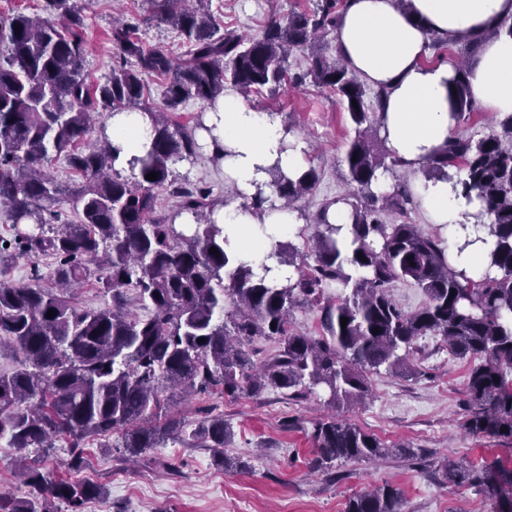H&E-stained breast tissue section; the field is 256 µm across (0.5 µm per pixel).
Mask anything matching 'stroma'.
<instances>
[{
    "instance_id": "1",
    "label": "stroma",
    "mask_w": 512,
    "mask_h": 512,
    "mask_svg": "<svg viewBox=\"0 0 512 512\" xmlns=\"http://www.w3.org/2000/svg\"><path fill=\"white\" fill-rule=\"evenodd\" d=\"M82 36L87 44L88 83L102 82L118 61L112 44V18L122 15L134 26L146 48L175 57L186 48L167 24L158 21L149 0H76ZM312 0H211L210 9L222 27L255 37L271 16L310 7ZM245 101L260 112L277 113L307 144V165L320 180L306 201L308 211L345 195L341 164L354 127L338 97L314 85L284 86L276 94H250ZM176 179L202 181L223 199L228 186L222 165L208 152L193 160L172 162ZM48 257L15 260L0 267V281L15 286L51 282ZM474 364L448 352L443 337H419L409 357L410 370L369 373V396L338 411L343 419L374 434L385 446L407 448L410 458L351 461L335 474L312 471L315 445L310 437L319 419L335 412L324 393L301 398L270 388L252 396L192 394L174 397L164 411L169 419L190 423L207 413L220 414L231 431L224 448L231 458L220 466L206 448L166 441L157 449L160 462L147 468L127 462L111 441H91L89 465L81 478L105 483L106 498L89 502L84 512H345L352 494L389 483L399 489L401 512H499L498 500L474 486L448 487L439 467L451 459H467L475 467L512 468V438L471 435L465 428L466 381Z\"/></svg>"
}]
</instances>
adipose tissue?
I'll return each instance as SVG.
<instances>
[{
	"label": "adipose tissue",
	"instance_id": "ef3b65f1",
	"mask_svg": "<svg viewBox=\"0 0 512 512\" xmlns=\"http://www.w3.org/2000/svg\"><path fill=\"white\" fill-rule=\"evenodd\" d=\"M506 19L512 20V0H412L408 11L397 8L394 0H348L336 46L348 68L385 89L381 135L403 170H419L455 128L449 102L455 70L445 63H426L429 36L453 44L482 37L470 67L472 99L493 114L512 113V36L483 37ZM205 123V148L218 143L230 151L221 164L237 195L235 201L217 206L212 218L223 225L230 253L256 267L274 265V246L295 232L296 212L279 208L258 218L240 200L264 186L271 165L288 174L303 172L307 145L284 133L277 114L256 111L234 94L207 108ZM150 126L149 117L140 112L110 118L107 135L118 150L117 167H127L132 157L142 155ZM417 193L432 223L445 225L452 237L467 214L479 208L478 201L453 192L444 181L418 183Z\"/></svg>",
	"mask_w": 512,
	"mask_h": 512
}]
</instances>
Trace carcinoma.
Here are the masks:
<instances>
[{
	"mask_svg": "<svg viewBox=\"0 0 512 512\" xmlns=\"http://www.w3.org/2000/svg\"><path fill=\"white\" fill-rule=\"evenodd\" d=\"M151 2L157 18L183 37L185 58L145 49L130 26L115 22L120 62L93 87L84 73L86 46L73 0H47L51 19L0 17V212L11 221L10 236H0V263L20 255L54 261L52 288L0 282V347L23 355L17 369L0 373V443L48 455L62 439L68 468L78 470L93 439L117 434L128 457L143 459L171 438L214 449L222 464L224 415L203 416L189 433L180 421L160 425L163 393L235 396L271 387L303 396L322 387L330 404L349 405L367 396L369 372L382 365L408 369L399 351L426 335L444 337L456 357L480 359L467 382V430L512 437V114L497 117L487 134H460L474 103L469 66L457 65L456 129L422 169L426 178L448 180L480 203L474 227L491 246L474 279L448 263L444 238L403 221L420 205L408 183L384 193L373 189L379 170L401 162L374 148L385 145V90L368 86L339 54L327 53V37L336 33L348 0H315L311 8L273 17L258 37L220 32L210 0ZM294 52L308 57L303 73L290 71ZM151 74L168 79L170 113L190 100L214 104L226 82L242 94L306 80L332 90L355 125L343 156L349 190L341 197L351 208V248L342 249L341 226L328 221L334 201L313 214L301 205L319 181L313 167L291 177L272 166L269 194L260 191L242 203L260 216L279 202L315 227L311 264L290 239L275 245L277 263L292 268L277 282L268 277L271 268L260 274L228 254L224 225L211 218L219 204L211 187H178L179 210L156 212L157 190L174 184L169 163L199 153L195 131L150 112L149 148L129 162L131 178L116 168L109 139L80 149L95 118L146 110L144 76ZM58 157L83 180L71 199L75 222L61 221L57 210L66 190L49 165ZM151 172L157 179H146ZM183 213L196 221L189 235L175 224ZM212 247L218 255L209 253ZM89 279L111 304L81 308L67 295ZM397 281L418 288L425 303L404 310L389 291ZM331 288L340 292L333 296ZM130 290L150 314L127 309ZM297 307L320 311L321 336L291 328L288 316ZM51 309L55 316L48 318ZM258 338L276 350L257 363L252 344ZM311 438L317 447L312 466L324 472L405 452L334 415L314 424ZM16 464L28 493L0 494V512H57L56 501L67 512H83L106 493L103 483L56 477L38 461L21 457ZM465 482L500 500L512 474L496 465L476 470L464 459L448 462L444 484ZM399 502L400 491L383 484L349 498L345 512H400Z\"/></svg>",
	"mask_w": 512,
	"mask_h": 512,
	"instance_id": "carcinoma-1",
	"label": "carcinoma"
}]
</instances>
